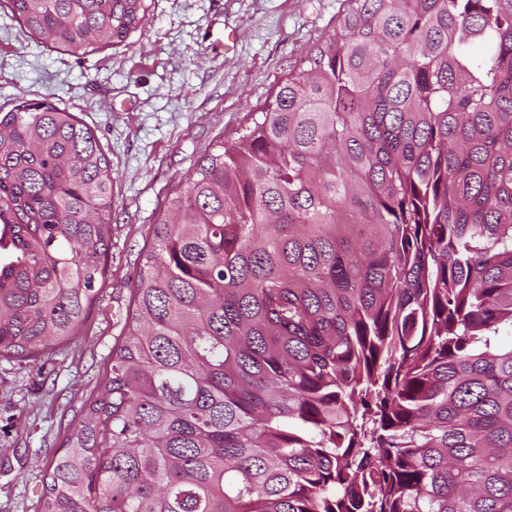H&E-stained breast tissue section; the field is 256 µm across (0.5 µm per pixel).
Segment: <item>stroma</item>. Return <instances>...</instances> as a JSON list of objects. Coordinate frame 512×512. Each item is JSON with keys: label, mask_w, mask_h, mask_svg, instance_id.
Returning a JSON list of instances; mask_svg holds the SVG:
<instances>
[{"label": "stroma", "mask_w": 512, "mask_h": 512, "mask_svg": "<svg viewBox=\"0 0 512 512\" xmlns=\"http://www.w3.org/2000/svg\"><path fill=\"white\" fill-rule=\"evenodd\" d=\"M148 5L125 43L83 53L25 35L0 0V113L52 102L92 130L112 164L109 262L78 336L49 357L0 358V512H37L46 462L123 334L140 254L168 201L202 156L272 101L331 32L343 0Z\"/></svg>", "instance_id": "35a3bbf8"}]
</instances>
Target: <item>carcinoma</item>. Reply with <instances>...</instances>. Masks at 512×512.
<instances>
[{"mask_svg": "<svg viewBox=\"0 0 512 512\" xmlns=\"http://www.w3.org/2000/svg\"><path fill=\"white\" fill-rule=\"evenodd\" d=\"M93 53L146 0H10ZM112 165L0 115V357L99 297ZM39 512H512V0H345L155 225Z\"/></svg>", "mask_w": 512, "mask_h": 512, "instance_id": "cac0c4a2", "label": "carcinoma"}]
</instances>
